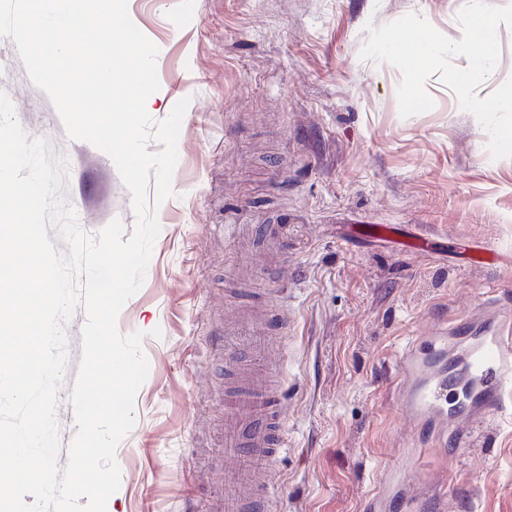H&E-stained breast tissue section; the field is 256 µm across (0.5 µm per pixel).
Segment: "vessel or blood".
<instances>
[{
  "label": "vessel or blood",
  "instance_id": "obj_1",
  "mask_svg": "<svg viewBox=\"0 0 512 512\" xmlns=\"http://www.w3.org/2000/svg\"><path fill=\"white\" fill-rule=\"evenodd\" d=\"M264 338L263 328L250 321L224 326V344L233 350L227 364L233 384L224 394V494L213 512H276L271 489L262 486L254 468L256 461L272 459L283 448L287 410L285 398L256 368L265 354ZM447 344V337H433L432 357L417 344L407 346L399 398L403 411L433 434L450 430L462 439L477 415L504 416L512 410V330L505 320L490 321L452 370L438 356ZM452 388L463 392L453 406L448 403Z\"/></svg>",
  "mask_w": 512,
  "mask_h": 512
}]
</instances>
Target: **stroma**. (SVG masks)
<instances>
[{"instance_id":"35a3bbf8","label":"stroma","mask_w":512,"mask_h":512,"mask_svg":"<svg viewBox=\"0 0 512 512\" xmlns=\"http://www.w3.org/2000/svg\"><path fill=\"white\" fill-rule=\"evenodd\" d=\"M467 0H128L158 48L160 88L147 110L188 99L174 195L144 282L118 318L142 333L149 364L131 432L116 450L120 488L107 512H211L223 492L224 321L276 309L287 442L271 461L278 512H366L390 475L411 472L419 512H512V420L483 416L469 444L425 445L402 413L399 356L443 321L512 317V158L439 76L434 107L398 110L400 72L361 57L368 27L415 13L453 41ZM0 91L29 137L67 162L65 203L87 235L112 220L132 230L131 194L111 157L69 139L0 37ZM228 224H277L283 243L224 235ZM387 224L393 241L355 236ZM415 235L444 241L420 253ZM77 308L66 324L58 393L59 466L76 427L68 398L82 356Z\"/></svg>"}]
</instances>
